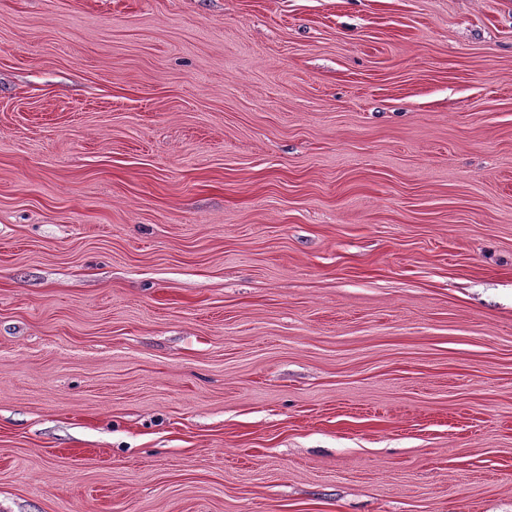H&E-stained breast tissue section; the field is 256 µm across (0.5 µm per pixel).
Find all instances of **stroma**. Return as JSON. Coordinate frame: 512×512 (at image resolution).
Wrapping results in <instances>:
<instances>
[{
	"instance_id": "stroma-1",
	"label": "stroma",
	"mask_w": 512,
	"mask_h": 512,
	"mask_svg": "<svg viewBox=\"0 0 512 512\" xmlns=\"http://www.w3.org/2000/svg\"><path fill=\"white\" fill-rule=\"evenodd\" d=\"M0 512H512V0H0Z\"/></svg>"
}]
</instances>
